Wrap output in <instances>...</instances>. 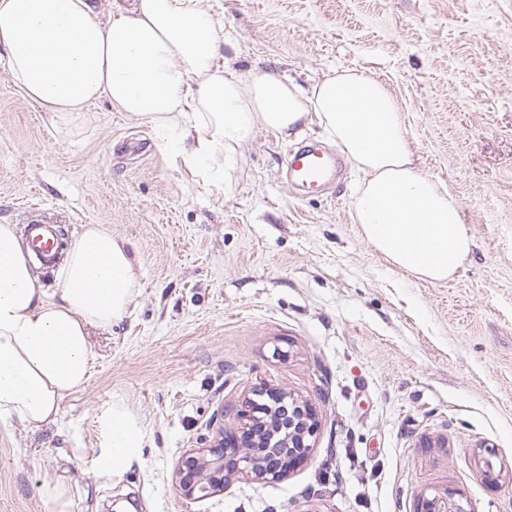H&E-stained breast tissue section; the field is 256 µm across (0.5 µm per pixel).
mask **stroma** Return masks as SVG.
Here are the masks:
<instances>
[{
	"label": "stroma",
	"instance_id": "obj_1",
	"mask_svg": "<svg viewBox=\"0 0 512 512\" xmlns=\"http://www.w3.org/2000/svg\"><path fill=\"white\" fill-rule=\"evenodd\" d=\"M204 4L224 26L217 64L241 84L267 72L306 87L340 67L383 82L419 170L457 198L471 255L440 282L394 266L355 221L352 163L295 196L288 153L325 143L317 123L290 139L256 129L214 185L107 101L51 119L0 49V224L39 213L67 243L102 224L139 266L58 421L0 422V512H48L46 478L69 485L73 512H416L451 488L475 512H512V0ZM260 388L315 407L307 459L277 481L181 495L178 459ZM116 405L143 446L103 470Z\"/></svg>",
	"mask_w": 512,
	"mask_h": 512
}]
</instances>
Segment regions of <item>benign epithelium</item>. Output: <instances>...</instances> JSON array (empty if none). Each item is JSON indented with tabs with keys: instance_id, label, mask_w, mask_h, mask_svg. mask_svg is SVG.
Wrapping results in <instances>:
<instances>
[{
	"instance_id": "benign-epithelium-1",
	"label": "benign epithelium",
	"mask_w": 512,
	"mask_h": 512,
	"mask_svg": "<svg viewBox=\"0 0 512 512\" xmlns=\"http://www.w3.org/2000/svg\"><path fill=\"white\" fill-rule=\"evenodd\" d=\"M275 415L279 427L285 428L279 445L264 456L257 449L264 447L256 439L253 426L264 412ZM317 433V423L312 407L298 400H291L279 410L268 408L252 398L242 402L236 412V424L225 436L206 448L185 453L176 468L178 486L188 499H200L224 486V459L235 460L233 472L252 474L260 479L281 478L290 466L313 448L310 439ZM458 492L447 490L446 497L424 498L416 512H473L471 506L456 498Z\"/></svg>"
}]
</instances>
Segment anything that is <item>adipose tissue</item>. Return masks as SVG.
<instances>
[{
    "mask_svg": "<svg viewBox=\"0 0 512 512\" xmlns=\"http://www.w3.org/2000/svg\"><path fill=\"white\" fill-rule=\"evenodd\" d=\"M223 28L203 0H116L98 17L92 0H0V47L25 95L63 118L100 100L160 132L182 164L232 153L255 129L299 135L316 116L328 140L363 173L354 202L366 241L399 269L448 279L471 250L455 197L417 168L387 87L341 68L309 87L273 74L250 84L215 61ZM32 252L0 224V422L36 430L56 422L63 399L89 379L91 329L106 330L136 296L138 275L123 242L85 225L65 249L57 285L37 281ZM114 463L141 446L129 413L112 410Z\"/></svg>",
    "mask_w": 512,
    "mask_h": 512,
    "instance_id": "1",
    "label": "adipose tissue"
}]
</instances>
